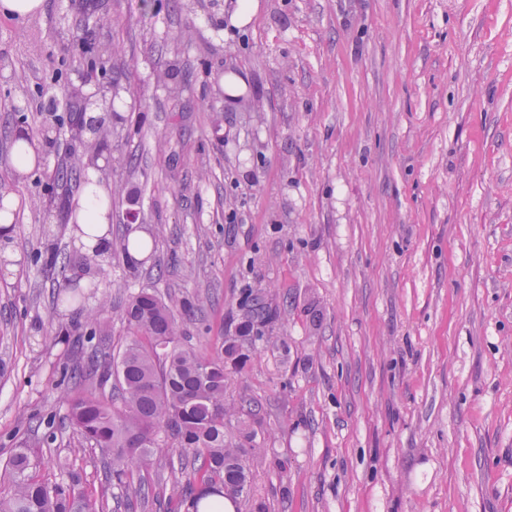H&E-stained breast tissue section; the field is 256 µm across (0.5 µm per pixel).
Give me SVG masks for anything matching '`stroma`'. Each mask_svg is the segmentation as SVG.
<instances>
[{"mask_svg":"<svg viewBox=\"0 0 512 512\" xmlns=\"http://www.w3.org/2000/svg\"><path fill=\"white\" fill-rule=\"evenodd\" d=\"M45 0L0 14V462L31 449L111 512H165L180 449L159 437L148 499L107 486L71 428V343L98 313L102 363L146 288L188 303L210 354L269 290L275 317L225 371L224 431L250 482L236 512H512V0ZM84 43L116 47L93 71ZM170 73L171 98L157 83ZM112 94L101 152L113 248L57 299L47 246L79 261L47 170L65 159L59 86ZM41 154L15 180L16 132ZM137 209L145 259L116 247ZM44 5V0H1L0 13L25 17L36 15Z\"/></svg>","mask_w":512,"mask_h":512,"instance_id":"stroma-1","label":"stroma"}]
</instances>
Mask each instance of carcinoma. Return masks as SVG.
<instances>
[{"label":"carcinoma","instance_id":"obj_1","mask_svg":"<svg viewBox=\"0 0 512 512\" xmlns=\"http://www.w3.org/2000/svg\"><path fill=\"white\" fill-rule=\"evenodd\" d=\"M90 164L84 155L56 168L54 181L65 201ZM124 317L131 338L111 365L101 366L95 350L77 346L71 378L84 386L66 399L73 429L112 456L110 480L126 489L132 470L149 466L159 434L174 436L190 452L178 460L185 482L178 488L176 512H200L204 489L237 496V486L247 484L248 476L238 450L224 436L225 369L228 362L241 361L240 342L262 339V328L273 319L268 302L251 297L243 335L229 337L208 356L180 344L176 310L152 292L132 294ZM33 467L26 448L9 457V490L0 494V512H109L106 492L89 499L77 473L65 484H48L30 474Z\"/></svg>","mask_w":512,"mask_h":512}]
</instances>
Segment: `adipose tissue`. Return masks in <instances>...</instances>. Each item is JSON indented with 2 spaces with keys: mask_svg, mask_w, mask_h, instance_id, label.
<instances>
[{
  "mask_svg": "<svg viewBox=\"0 0 512 512\" xmlns=\"http://www.w3.org/2000/svg\"><path fill=\"white\" fill-rule=\"evenodd\" d=\"M88 185L83 189L76 222L84 231L79 242L83 247L107 250L112 241V226L108 207V192L97 169H89Z\"/></svg>",
  "mask_w": 512,
  "mask_h": 512,
  "instance_id": "adipose-tissue-1",
  "label": "adipose tissue"
}]
</instances>
